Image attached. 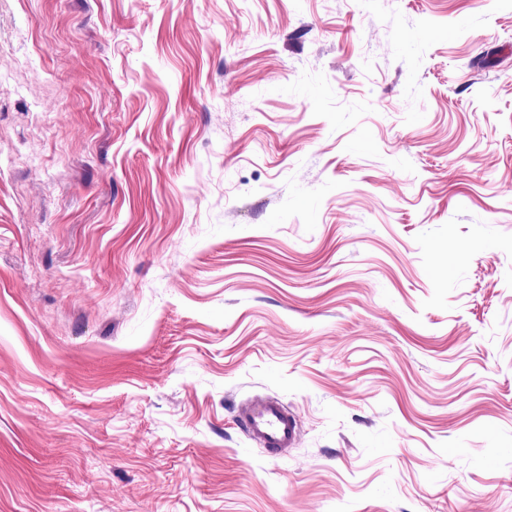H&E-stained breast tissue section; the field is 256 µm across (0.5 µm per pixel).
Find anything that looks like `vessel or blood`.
<instances>
[{"instance_id": "vessel-or-blood-1", "label": "vessel or blood", "mask_w": 512, "mask_h": 512, "mask_svg": "<svg viewBox=\"0 0 512 512\" xmlns=\"http://www.w3.org/2000/svg\"><path fill=\"white\" fill-rule=\"evenodd\" d=\"M235 421L247 436L272 454L295 447L300 439V422L280 401L262 398L238 409Z\"/></svg>"}]
</instances>
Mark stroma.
Here are the masks:
<instances>
[{
	"mask_svg": "<svg viewBox=\"0 0 512 512\" xmlns=\"http://www.w3.org/2000/svg\"><path fill=\"white\" fill-rule=\"evenodd\" d=\"M0 512H512V0H0ZM235 422L251 440L274 455L294 448L300 439L298 418L278 399H257L238 409Z\"/></svg>",
	"mask_w": 512,
	"mask_h": 512,
	"instance_id": "stroma-1",
	"label": "stroma"
}]
</instances>
